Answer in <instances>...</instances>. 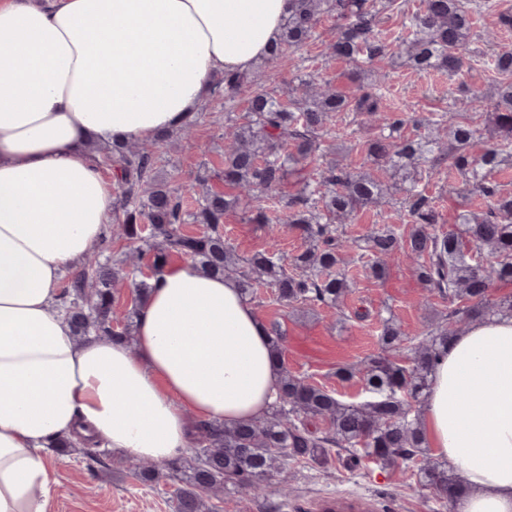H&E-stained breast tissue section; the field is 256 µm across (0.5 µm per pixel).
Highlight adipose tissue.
I'll list each match as a JSON object with an SVG mask.
<instances>
[{"label":"adipose tissue","instance_id":"obj_1","mask_svg":"<svg viewBox=\"0 0 512 512\" xmlns=\"http://www.w3.org/2000/svg\"><path fill=\"white\" fill-rule=\"evenodd\" d=\"M288 0H0V512H46L43 453L91 435L164 464L189 416L261 419L281 371L234 280L166 266L135 345L76 341L56 310L66 268L112 221L89 139L151 142L281 37ZM430 448L466 485L455 512H512V317L475 320L437 356L421 404Z\"/></svg>","mask_w":512,"mask_h":512}]
</instances>
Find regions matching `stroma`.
Returning a JSON list of instances; mask_svg holds the SVG:
<instances>
[{
    "instance_id": "35a3bbf8",
    "label": "stroma",
    "mask_w": 512,
    "mask_h": 512,
    "mask_svg": "<svg viewBox=\"0 0 512 512\" xmlns=\"http://www.w3.org/2000/svg\"><path fill=\"white\" fill-rule=\"evenodd\" d=\"M504 14H512V0H494L492 8L476 14L470 64L457 77L416 70L396 55L375 62L361 84L368 91L381 93L386 113L412 112L421 122L436 120L445 113L464 116L471 119L478 141H489L485 120L472 114L469 100L475 95H491L499 79L489 57L492 45L512 47V28L500 22ZM335 36L334 20L322 18L316 38L290 58L269 59L256 67L254 89H243L230 99L223 93H212L204 106L206 120L175 130L166 145L158 148L157 174L180 182L205 167L212 189L224 190L228 117L245 112L253 90L284 98L297 88L299 77L309 73L329 79L338 89H355L360 83L354 80L349 64L330 56L329 46ZM334 124L340 131L339 142L345 147V163L389 182L388 172L372 165L363 150L366 141L379 135L381 120L342 112L336 115ZM460 186L457 171L444 165L433 178L420 181V190L439 214L436 233H462L459 213L480 210L477 198L459 196ZM402 200L401 193L389 192L384 203L365 208L338 225V235L353 243L344 255L349 262L351 292L340 306L286 307L277 302L269 288L259 289L253 300L265 324L278 328L289 371L334 390L346 402L362 401L363 382L358 377L340 380L336 369L343 364L362 365L368 356L379 352L382 319L393 318L407 336L413 337L448 313L447 303L418 281L416 263L405 253H396L387 261L381 279L372 277L355 260L357 245L377 227L388 224L399 234L408 235L411 226L401 214ZM224 236L243 257L266 250L273 243L290 256L305 247L292 225H280L272 233L266 226L248 221L241 208L225 216ZM48 454L57 467L58 478L48 512H173L168 495L170 480L141 481L136 473L137 460L122 453L91 443L52 448ZM332 456L326 470L289 464L284 493H272L265 499L235 495L212 498L207 502V512H323L325 500L332 495L342 505L340 512H434L436 504L428 491L421 489L404 467L382 469L356 461L349 452L337 448Z\"/></svg>"
}]
</instances>
